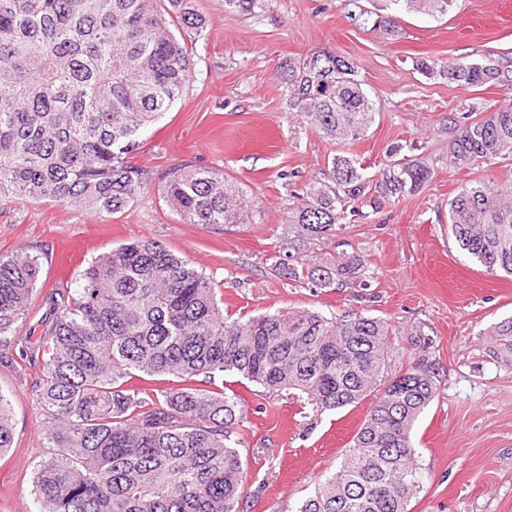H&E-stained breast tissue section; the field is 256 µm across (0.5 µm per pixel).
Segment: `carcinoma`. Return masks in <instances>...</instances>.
Instances as JSON below:
<instances>
[{"label": "carcinoma", "mask_w": 512, "mask_h": 512, "mask_svg": "<svg viewBox=\"0 0 512 512\" xmlns=\"http://www.w3.org/2000/svg\"><path fill=\"white\" fill-rule=\"evenodd\" d=\"M454 0H350L351 20L395 34L403 14L444 16ZM203 18L184 0H0V193L53 200L104 216L123 213L146 187L131 162L145 131L181 99L190 77L187 39ZM288 108L323 138L356 141L375 103L351 59L320 51L285 65ZM448 82H502L490 61L463 57L442 68ZM512 156V107L458 128L448 166ZM431 173L393 161L370 176L337 154L323 180L292 204L293 250L336 235L417 192ZM161 196L188 224H248L253 203L224 173L183 164L162 177ZM448 231L485 271L512 274V185L476 181L448 203ZM358 256L333 265L280 262L275 273L342 288ZM40 274L38 258L0 257V362L39 368L47 451L32 476L34 512H237L246 468L233 438L240 398L216 384L240 376L267 392L298 390L327 410L355 405L377 385L387 330L361 314L315 311L224 319L208 277L151 240L101 254L73 295L49 294L45 317L19 336ZM176 388H148L144 377ZM441 377L426 354L376 397L336 471L297 512H409L424 468L411 431ZM13 446L0 395V454Z\"/></svg>", "instance_id": "1"}]
</instances>
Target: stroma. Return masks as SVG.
<instances>
[{"mask_svg": "<svg viewBox=\"0 0 512 512\" xmlns=\"http://www.w3.org/2000/svg\"><path fill=\"white\" fill-rule=\"evenodd\" d=\"M347 3L263 0L242 15L224 0H190L207 27L193 43L182 99L140 139L134 163L149 179L138 200L101 218L55 201L0 197V255L38 257L37 305L52 289L79 290L83 270L100 254L148 239L210 278L228 320L302 309L380 319L388 330L383 381L424 352L441 375L436 399L412 430L425 482L410 512H512V336L493 333L512 318V277L486 273L448 233V202L462 186L512 184V157L448 165L457 123L512 106V91L462 87L413 65L418 57L440 64L464 57L512 72V0H456L440 18L406 15L396 37L354 25ZM318 51L357 62L377 110L362 139L326 140L289 111L281 68ZM339 151L362 159L372 174L397 155L431 172L413 195L307 245L314 260L361 256V288H319L273 270L292 252L293 194L323 178ZM184 162L237 181L254 201L249 223L188 224L169 208L160 177ZM38 378L21 361L0 364V395L14 428L11 450L0 455V512L34 509L31 477L48 422L33 394ZM224 386L242 401L235 432L248 471L246 512H295L335 471L370 407L325 411L298 391L272 394L233 375Z\"/></svg>", "mask_w": 512, "mask_h": 512, "instance_id": "1", "label": "stroma"}]
</instances>
